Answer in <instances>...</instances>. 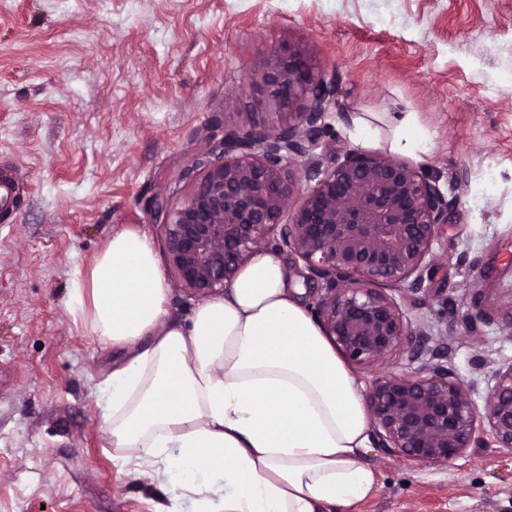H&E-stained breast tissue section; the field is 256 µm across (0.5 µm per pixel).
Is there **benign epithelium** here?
<instances>
[{"label": "benign epithelium", "mask_w": 512, "mask_h": 512, "mask_svg": "<svg viewBox=\"0 0 512 512\" xmlns=\"http://www.w3.org/2000/svg\"><path fill=\"white\" fill-rule=\"evenodd\" d=\"M270 105L284 121L269 129L224 127L222 140L186 162L175 205L151 215L168 274L199 299L224 294L261 246L289 250L322 281L323 329L353 365L397 354L409 370L375 377L366 406L380 447L423 465H446L482 443L512 449V362L490 370L484 407L448 359V341L414 328L391 292L419 291L448 224L439 187L407 160L322 142L336 87L298 49L260 66ZM321 153H315L316 149ZM307 187H302V184Z\"/></svg>", "instance_id": "obj_1"}]
</instances>
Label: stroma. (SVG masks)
Here are the masks:
<instances>
[{"label":"stroma","instance_id":"obj_1","mask_svg":"<svg viewBox=\"0 0 512 512\" xmlns=\"http://www.w3.org/2000/svg\"><path fill=\"white\" fill-rule=\"evenodd\" d=\"M336 84L337 152L353 119L413 112L434 134L415 166L448 202L435 266L404 310L473 361H512V0H0V165L23 178L0 223V512H154L156 479L119 473L97 385L119 352L67 300L112 235L185 192L186 160L225 126L282 117L246 72L283 46ZM477 315L471 336L462 315ZM379 486L351 512H512V449L492 437L445 466L367 449Z\"/></svg>","mask_w":512,"mask_h":512}]
</instances>
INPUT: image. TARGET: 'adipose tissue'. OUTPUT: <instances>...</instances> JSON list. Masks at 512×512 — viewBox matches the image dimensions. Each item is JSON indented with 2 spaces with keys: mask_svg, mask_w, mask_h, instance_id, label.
I'll list each match as a JSON object with an SVG mask.
<instances>
[{
  "mask_svg": "<svg viewBox=\"0 0 512 512\" xmlns=\"http://www.w3.org/2000/svg\"><path fill=\"white\" fill-rule=\"evenodd\" d=\"M383 121L392 148L428 152L415 113ZM170 295L134 229L113 234L69 289L74 320L123 352L97 404L126 475L161 476L196 512H347L376 492L364 385L277 250H258L186 320H167Z\"/></svg>",
  "mask_w": 512,
  "mask_h": 512,
  "instance_id": "adipose-tissue-1",
  "label": "adipose tissue"
}]
</instances>
